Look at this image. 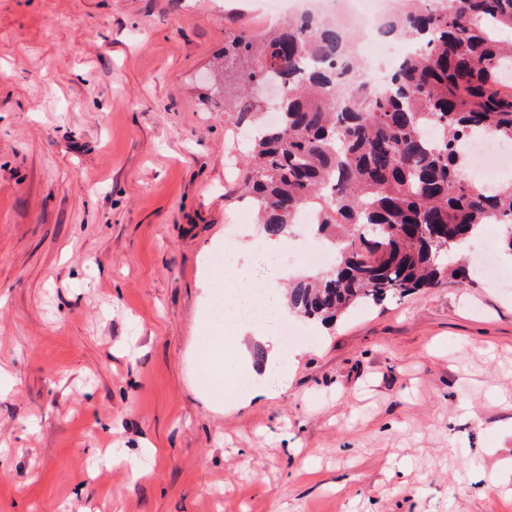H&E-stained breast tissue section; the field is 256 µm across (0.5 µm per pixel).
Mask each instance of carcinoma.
<instances>
[{"label":"carcinoma","mask_w":512,"mask_h":512,"mask_svg":"<svg viewBox=\"0 0 512 512\" xmlns=\"http://www.w3.org/2000/svg\"><path fill=\"white\" fill-rule=\"evenodd\" d=\"M407 2L386 33L419 50L378 94L354 79L345 31L318 16L259 39L224 33V111L253 129L242 190L262 234L288 238L314 203V232L336 250L329 270L288 288L289 309L308 320L329 325L354 307L467 284L472 268L454 253L488 223L512 256V183L477 186L458 150L473 132L512 143V0ZM272 82L285 94L266 125L249 94Z\"/></svg>","instance_id":"1"}]
</instances>
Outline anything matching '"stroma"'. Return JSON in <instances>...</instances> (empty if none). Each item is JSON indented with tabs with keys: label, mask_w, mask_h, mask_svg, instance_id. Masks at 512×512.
Listing matches in <instances>:
<instances>
[{
	"label": "stroma",
	"mask_w": 512,
	"mask_h": 512,
	"mask_svg": "<svg viewBox=\"0 0 512 512\" xmlns=\"http://www.w3.org/2000/svg\"><path fill=\"white\" fill-rule=\"evenodd\" d=\"M264 0H0V512H512V263L281 352L212 397L206 255L273 260L211 94Z\"/></svg>",
	"instance_id": "obj_1"
}]
</instances>
